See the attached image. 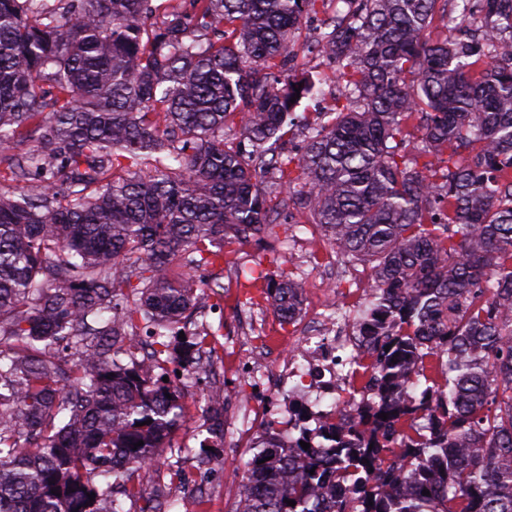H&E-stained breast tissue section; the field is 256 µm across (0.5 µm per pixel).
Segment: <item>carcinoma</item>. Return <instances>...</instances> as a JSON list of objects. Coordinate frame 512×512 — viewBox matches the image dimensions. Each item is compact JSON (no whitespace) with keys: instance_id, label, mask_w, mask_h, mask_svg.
<instances>
[{"instance_id":"cac0c4a2","label":"carcinoma","mask_w":512,"mask_h":512,"mask_svg":"<svg viewBox=\"0 0 512 512\" xmlns=\"http://www.w3.org/2000/svg\"><path fill=\"white\" fill-rule=\"evenodd\" d=\"M326 2L0 0V512L140 497L183 414L166 365L216 352L224 283L196 273L274 249L292 205L374 264L370 403L265 433L234 512H512V0H445L437 42L439 0ZM311 12L341 92L293 154ZM257 279L295 322L301 284ZM223 442L216 419L200 455Z\"/></svg>"}]
</instances>
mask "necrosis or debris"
Here are the masks:
<instances>
[{"label":"necrosis or debris","instance_id":"4bbe7bcc","mask_svg":"<svg viewBox=\"0 0 512 512\" xmlns=\"http://www.w3.org/2000/svg\"><path fill=\"white\" fill-rule=\"evenodd\" d=\"M314 322V328L292 344L274 346L260 332L247 337L243 346L253 370L263 373L280 414L288 412L286 400L306 397L304 424L311 430L335 415L337 407L368 396L364 388L353 386L350 374L337 362L338 351L354 352L360 346L355 321L325 307L315 312Z\"/></svg>","mask_w":512,"mask_h":512}]
</instances>
